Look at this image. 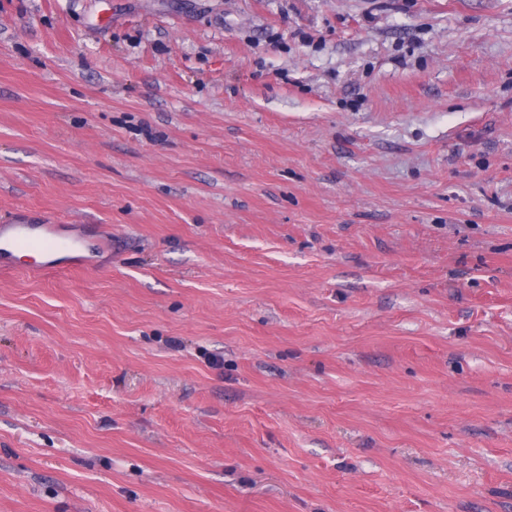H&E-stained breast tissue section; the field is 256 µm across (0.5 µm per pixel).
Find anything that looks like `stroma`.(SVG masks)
<instances>
[{
  "instance_id": "1",
  "label": "stroma",
  "mask_w": 512,
  "mask_h": 512,
  "mask_svg": "<svg viewBox=\"0 0 512 512\" xmlns=\"http://www.w3.org/2000/svg\"><path fill=\"white\" fill-rule=\"evenodd\" d=\"M0 512H512V0H0ZM29 224L25 212H19L10 224L0 225V277L13 273L17 266L12 258L16 253H33L41 260L24 268V271L34 276L45 275L50 272L64 269H81L84 266L73 258L79 256L77 239L60 234L57 230L59 224ZM68 252L63 262H57L54 256Z\"/></svg>"
}]
</instances>
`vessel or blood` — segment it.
I'll list each match as a JSON object with an SVG mask.
<instances>
[{
  "label": "vessel or blood",
  "instance_id": "b4317fda",
  "mask_svg": "<svg viewBox=\"0 0 512 512\" xmlns=\"http://www.w3.org/2000/svg\"><path fill=\"white\" fill-rule=\"evenodd\" d=\"M79 247L75 239L63 236L56 225L29 223L25 213H17L11 223L0 225V277L13 273L15 254H36L38 260L27 269L34 276L77 268Z\"/></svg>",
  "mask_w": 512,
  "mask_h": 512
}]
</instances>
